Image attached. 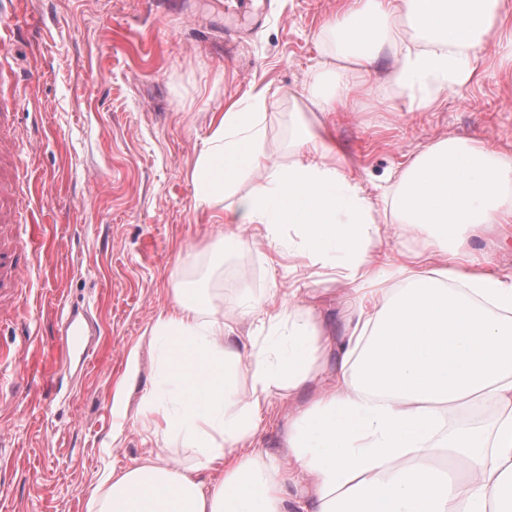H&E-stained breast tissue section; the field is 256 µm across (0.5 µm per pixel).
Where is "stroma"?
I'll list each match as a JSON object with an SVG mask.
<instances>
[{
    "label": "stroma",
    "mask_w": 512,
    "mask_h": 512,
    "mask_svg": "<svg viewBox=\"0 0 512 512\" xmlns=\"http://www.w3.org/2000/svg\"><path fill=\"white\" fill-rule=\"evenodd\" d=\"M341 0H30L6 54L24 99L14 118L33 153L25 176L42 231L31 242L34 273L0 343L20 358L0 383V512H89L102 471L156 452L182 465L193 453L142 430L141 400L155 384L147 330L167 307L173 278L220 292L229 311L245 293L287 287L265 242L217 261L222 230L197 205L189 175L210 120L226 102L261 88L301 91L324 61V29ZM493 41L477 75L432 106L410 105L389 79L391 52L327 121L341 159L371 197L427 145L479 139L512 154V62ZM379 247L441 256L425 237L382 213ZM472 259L512 276V223L482 228ZM347 285L315 275L299 297L317 321L349 316ZM89 306L100 336L87 368L58 387L61 314ZM139 371L123 407L113 393L128 356ZM123 427L120 443L112 431Z\"/></svg>",
    "instance_id": "35a3bbf8"
}]
</instances>
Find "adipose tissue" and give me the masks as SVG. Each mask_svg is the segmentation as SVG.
<instances>
[{
  "mask_svg": "<svg viewBox=\"0 0 512 512\" xmlns=\"http://www.w3.org/2000/svg\"><path fill=\"white\" fill-rule=\"evenodd\" d=\"M512 14L507 0H352L325 33L329 59L288 101V161L267 148L278 106L266 89L215 113L190 180L197 204L222 207L225 253L251 248L252 226L295 266L333 264L355 319L333 335L277 287L216 309L205 288L172 281L149 330L156 380L145 425L180 440L194 464L163 455L103 472L91 512H512V277L474 266L464 243L512 222V157L444 139L411 158L375 204L341 165L319 115L335 111L397 48L391 80L412 106L472 76ZM404 19L412 42L395 44ZM426 234L444 254L381 264L379 214ZM294 227L301 246L281 231ZM264 333L240 349L235 320ZM304 395L284 446L245 447L275 397ZM494 405L490 428L444 434L449 408ZM214 477L203 480L204 472Z\"/></svg>",
  "mask_w": 512,
  "mask_h": 512,
  "instance_id": "ef3b65f1",
  "label": "adipose tissue"
}]
</instances>
